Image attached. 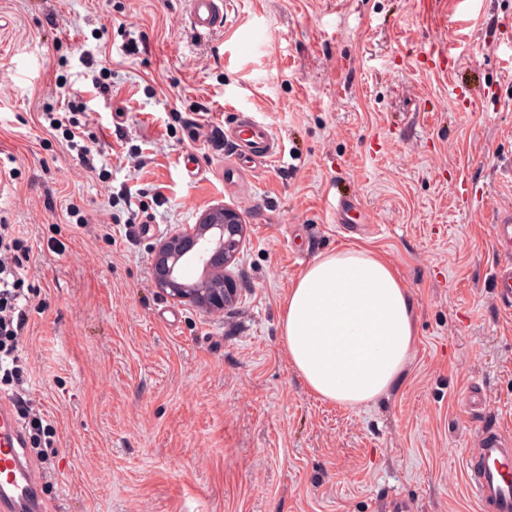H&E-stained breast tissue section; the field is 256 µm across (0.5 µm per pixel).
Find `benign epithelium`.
Instances as JSON below:
<instances>
[{"label":"benign epithelium","mask_w":512,"mask_h":512,"mask_svg":"<svg viewBox=\"0 0 512 512\" xmlns=\"http://www.w3.org/2000/svg\"><path fill=\"white\" fill-rule=\"evenodd\" d=\"M246 225L240 214L228 207L207 212L200 223L178 231L154 247L153 283L158 292L173 300L187 301L205 313L224 310L236 288L224 272L238 253ZM205 256L207 276L203 280L179 282L177 263Z\"/></svg>","instance_id":"benign-epithelium-1"}]
</instances>
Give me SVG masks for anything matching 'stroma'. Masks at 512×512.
Wrapping results in <instances>:
<instances>
[{
  "label": "stroma",
  "instance_id": "1",
  "mask_svg": "<svg viewBox=\"0 0 512 512\" xmlns=\"http://www.w3.org/2000/svg\"><path fill=\"white\" fill-rule=\"evenodd\" d=\"M229 19L202 38L182 0H0V220L32 249L17 364L53 427L41 498L49 512H386L397 496L478 512L464 457L484 415L512 431L490 235L512 206V0H232ZM433 43L453 70L427 61ZM89 54L111 68L109 94ZM72 94L96 138L86 163L39 121ZM241 110L281 154L228 192L225 148L187 128ZM187 155L205 169L194 182ZM462 185L487 205L464 209ZM123 188L164 194L154 224L109 209ZM340 194L360 218L345 236ZM217 206L247 234L235 300L207 314L157 291L153 248ZM347 246L394 266L417 332L398 386L359 408L308 391L280 330L297 275Z\"/></svg>",
  "mask_w": 512,
  "mask_h": 512
}]
</instances>
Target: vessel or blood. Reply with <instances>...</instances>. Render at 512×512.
Returning <instances> with one entry per match:
<instances>
[{"label":"vessel or blood","mask_w":512,"mask_h":512,"mask_svg":"<svg viewBox=\"0 0 512 512\" xmlns=\"http://www.w3.org/2000/svg\"><path fill=\"white\" fill-rule=\"evenodd\" d=\"M228 0H184L187 25L206 36L222 30L228 18ZM232 154L224 163V185L237 189L244 176L269 164L280 143L269 124L251 116L240 118L224 131ZM500 258L493 287L502 308L512 310V209L498 211L491 226ZM466 480L480 512H512V436L500 423L483 427L477 447L466 455ZM41 477L23 448L20 421L9 403L0 404V512H44L37 490Z\"/></svg>","instance_id":"1"}]
</instances>
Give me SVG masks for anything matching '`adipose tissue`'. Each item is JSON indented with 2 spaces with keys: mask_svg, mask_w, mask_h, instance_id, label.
Returning <instances> with one entry per match:
<instances>
[{
  "mask_svg": "<svg viewBox=\"0 0 512 512\" xmlns=\"http://www.w3.org/2000/svg\"><path fill=\"white\" fill-rule=\"evenodd\" d=\"M281 327L305 386L347 407L395 386L416 343L409 289L388 261L359 247L326 254L297 276Z\"/></svg>",
  "mask_w": 512,
  "mask_h": 512,
  "instance_id": "obj_1",
  "label": "adipose tissue"
}]
</instances>
